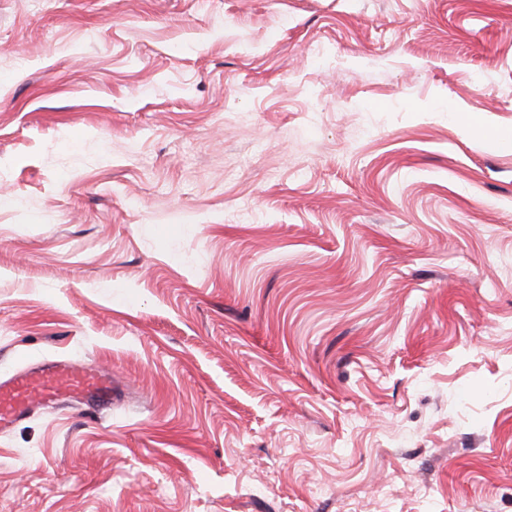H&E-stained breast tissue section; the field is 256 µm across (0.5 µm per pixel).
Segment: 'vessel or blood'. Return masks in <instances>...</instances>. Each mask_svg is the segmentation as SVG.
Listing matches in <instances>:
<instances>
[{"instance_id":"b4317fda","label":"vessel or blood","mask_w":512,"mask_h":512,"mask_svg":"<svg viewBox=\"0 0 512 512\" xmlns=\"http://www.w3.org/2000/svg\"><path fill=\"white\" fill-rule=\"evenodd\" d=\"M123 395V389L110 372L54 362L0 380V423L13 424L36 403L77 400L105 410Z\"/></svg>"}]
</instances>
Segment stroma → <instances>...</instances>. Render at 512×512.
I'll list each match as a JSON object with an SVG mask.
<instances>
[{"mask_svg":"<svg viewBox=\"0 0 512 512\" xmlns=\"http://www.w3.org/2000/svg\"><path fill=\"white\" fill-rule=\"evenodd\" d=\"M512 0H0V512H512ZM124 391L104 370L87 369L67 362H54L37 371H21L0 380V426L25 416L33 404L47 405L77 400L105 410L120 401Z\"/></svg>","mask_w":512,"mask_h":512,"instance_id":"stroma-1","label":"stroma"}]
</instances>
